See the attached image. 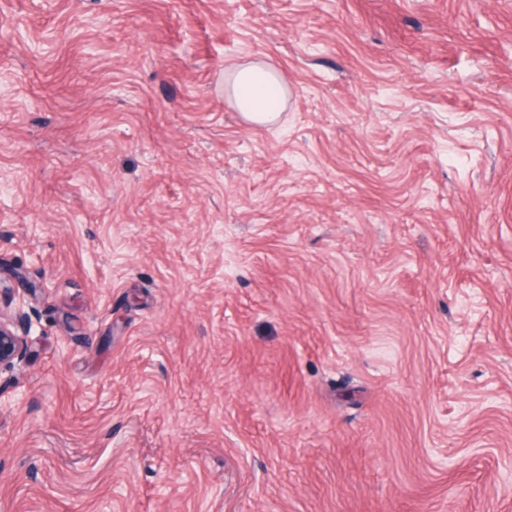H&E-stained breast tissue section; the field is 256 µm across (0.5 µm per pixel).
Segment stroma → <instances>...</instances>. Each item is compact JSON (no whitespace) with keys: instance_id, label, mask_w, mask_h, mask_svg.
<instances>
[{"instance_id":"obj_1","label":"stroma","mask_w":512,"mask_h":512,"mask_svg":"<svg viewBox=\"0 0 512 512\" xmlns=\"http://www.w3.org/2000/svg\"><path fill=\"white\" fill-rule=\"evenodd\" d=\"M16 267L0 512H512V0H0ZM225 93L248 122L269 125L280 117L286 89L273 65L248 63L236 65L228 71ZM0 288V370H11L27 356V338L30 336L33 321L30 313L20 306L13 308L12 315L7 321L2 320V292L6 289L8 293L11 288H2V282Z\"/></svg>"}]
</instances>
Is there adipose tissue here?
Here are the masks:
<instances>
[{"label":"adipose tissue","instance_id":"obj_1","mask_svg":"<svg viewBox=\"0 0 512 512\" xmlns=\"http://www.w3.org/2000/svg\"><path fill=\"white\" fill-rule=\"evenodd\" d=\"M225 92L237 111L256 125L276 122L286 96L278 70L268 63L240 64L230 69Z\"/></svg>","mask_w":512,"mask_h":512}]
</instances>
